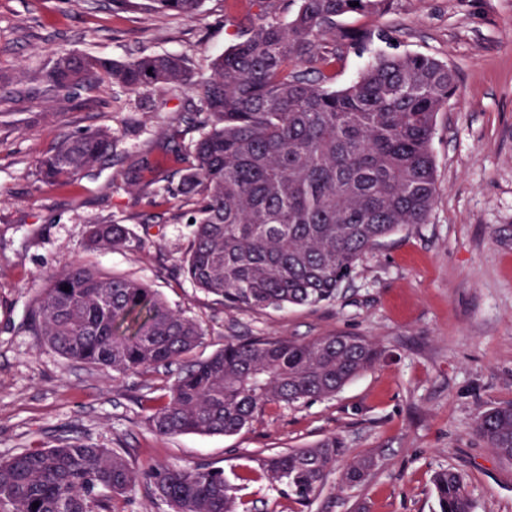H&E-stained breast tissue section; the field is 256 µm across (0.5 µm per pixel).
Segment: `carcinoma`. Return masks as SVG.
Masks as SVG:
<instances>
[{"mask_svg":"<svg viewBox=\"0 0 512 512\" xmlns=\"http://www.w3.org/2000/svg\"><path fill=\"white\" fill-rule=\"evenodd\" d=\"M202 2L113 0L158 17H193ZM251 2L257 11L243 15L236 41L202 73L170 54L116 63L66 52L46 72L48 91L70 96L106 80L126 92L165 83L196 93L199 104L187 112L203 134L181 183L194 224L184 272L234 308L331 303L382 240L428 223L437 200L431 142L455 92V73L431 56L378 51L338 89L348 53L380 37L364 25L345 29L340 20L384 15L394 0H298L287 20L276 0ZM114 143L110 128L65 135L37 159L36 175L68 186L105 164ZM88 242L115 250L129 237L121 224L100 223L91 225ZM47 279L31 312L34 334L62 357L115 376L180 365L148 417L160 436L237 434L268 405L335 394L380 356L367 339L338 334L305 342L228 339L213 355L188 362L202 328L146 284L82 261ZM475 425L488 447L512 460V406L479 411ZM345 453L332 435L263 460L261 477L305 502ZM372 466L368 458L353 459L345 482H362ZM141 484L172 512H253L222 469L135 468L115 449L81 442L0 458V512H112V497ZM434 490L437 512H473L459 473H437Z\"/></svg>","mask_w":512,"mask_h":512,"instance_id":"1","label":"carcinoma"}]
</instances>
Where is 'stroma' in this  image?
I'll return each mask as SVG.
<instances>
[{
    "mask_svg": "<svg viewBox=\"0 0 512 512\" xmlns=\"http://www.w3.org/2000/svg\"><path fill=\"white\" fill-rule=\"evenodd\" d=\"M239 0H204L192 19L73 7L66 0H0V457L62 442L122 451L137 467L205 463L257 512H435L432 479H466L474 512H512V463L474 430L477 413L512 405V0H396L369 19L390 54L447 62L456 90L432 140L438 197L429 223L384 239L335 302L261 310L224 306L186 278L193 227L179 192L199 132L182 110L192 92L110 85L50 97L44 74L62 51L118 62L143 54L206 65L233 42ZM109 127L112 158L60 188L36 161L68 134ZM124 225L127 247L93 251L89 226ZM134 278L199 323L203 359L230 338L308 340L346 334L378 345L367 372L332 396L266 406L232 436L161 437L147 418L176 367L113 376L42 344L30 312L43 278L72 260ZM339 436L348 450L310 501L246 481L262 460ZM375 466L343 481L348 458Z\"/></svg>",
    "mask_w": 512,
    "mask_h": 512,
    "instance_id": "35a3bbf8",
    "label": "stroma"
}]
</instances>
